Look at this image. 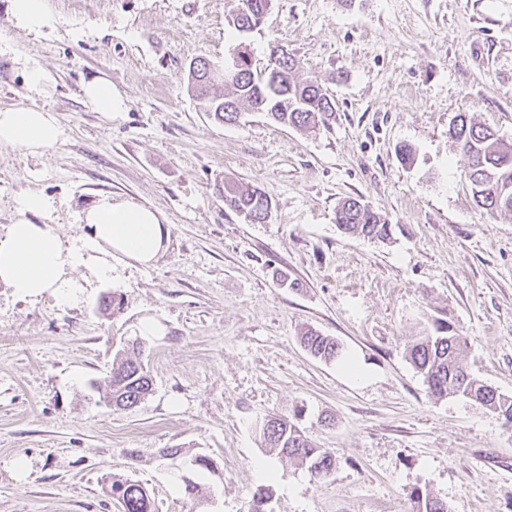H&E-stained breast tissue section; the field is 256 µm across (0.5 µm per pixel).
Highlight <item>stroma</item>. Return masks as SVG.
Segmentation results:
<instances>
[{
	"instance_id": "obj_1",
	"label": "stroma",
	"mask_w": 512,
	"mask_h": 512,
	"mask_svg": "<svg viewBox=\"0 0 512 512\" xmlns=\"http://www.w3.org/2000/svg\"><path fill=\"white\" fill-rule=\"evenodd\" d=\"M37 35L0 0V107L51 109L62 141L41 155L0 146V234L38 191L63 240L85 232L99 198L161 212L167 251L150 268L114 264L77 303L31 302L0 284V512H123L115 479L144 485L157 512H189L185 467L164 448L204 454L210 512H413V488L448 512H512V427L458 396H432L406 355L431 319L466 337V368L512 394V213L487 215L448 135L459 114L512 145V0H273L254 32L227 20L239 0H48ZM279 42L299 78L335 109L299 130L260 112L218 124L187 89L190 62L216 68L247 44L257 68ZM53 81L30 94L26 63ZM110 81L126 109L82 95ZM415 149L412 165L397 149ZM232 180L264 191L265 222L224 203ZM360 198L389 239L340 231L337 205ZM118 304L100 315L97 303ZM152 321L158 332L143 335ZM341 360L313 357L306 329ZM140 343L153 378L136 407L101 401L118 349ZM300 426L336 457L331 474L266 448L265 419ZM272 477H265L263 465ZM83 95L95 111L112 114L126 108V100L107 80L99 79L83 86ZM304 346L315 357L325 361H336L342 356V348L336 339L308 330L302 336Z\"/></svg>"
}]
</instances>
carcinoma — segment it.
Returning a JSON list of instances; mask_svg holds the SVG:
<instances>
[{
    "instance_id": "cac0c4a2",
    "label": "carcinoma",
    "mask_w": 512,
    "mask_h": 512,
    "mask_svg": "<svg viewBox=\"0 0 512 512\" xmlns=\"http://www.w3.org/2000/svg\"><path fill=\"white\" fill-rule=\"evenodd\" d=\"M262 0H241L234 13L241 28L256 23ZM271 70L278 74V87H267L266 77L252 70L251 56L236 55L230 70L224 73V94L212 93L215 77L209 64L201 60L190 70L188 88L200 102L203 111L214 120L232 124L236 110L263 111L274 122L298 129L314 128L334 112V104L322 85L313 79L299 80L294 76L292 57L270 61ZM232 111H224V106ZM468 157L466 178L470 183L475 205L488 214L512 212V145H507L498 133L466 115L457 116L450 129ZM224 202L238 213H247L261 222L268 217V196L258 188L243 190L232 182L224 183ZM336 224L346 233L385 240L390 225L379 214L367 208L360 199L348 197L336 209ZM304 346L315 357L335 361L342 356L336 339L309 330L302 336ZM466 341L454 325L442 318L432 323V330L417 338L408 348L411 363L421 374L430 392L436 397L462 396L497 414L512 425V395L504 394L468 373L462 363ZM105 400L112 406L129 409L138 405L153 391V381L142 360L129 353L118 352L112 370L103 380ZM265 447L294 459L308 468L317 478L326 477L334 468L333 453L316 446L296 423L285 417H271L261 426ZM182 493L192 503L202 497L199 483L183 476ZM112 495L121 498L125 512H155L153 501L140 484L116 479L110 485ZM273 496L270 486H260L251 497L250 512H266ZM416 512H448V506L430 492L412 491Z\"/></svg>"
}]
</instances>
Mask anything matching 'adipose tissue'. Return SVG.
Here are the masks:
<instances>
[{"label":"adipose tissue","mask_w":512,"mask_h":512,"mask_svg":"<svg viewBox=\"0 0 512 512\" xmlns=\"http://www.w3.org/2000/svg\"><path fill=\"white\" fill-rule=\"evenodd\" d=\"M62 135L51 110L0 109V145L36 155L54 148ZM15 210L14 223L0 235V283L32 301L50 293L61 302H77L93 281L111 278L113 262L153 266L169 242L161 214L133 201L100 198L80 217L87 232L67 242L47 221L53 210L49 196L25 193Z\"/></svg>","instance_id":"ef3b65f1"}]
</instances>
